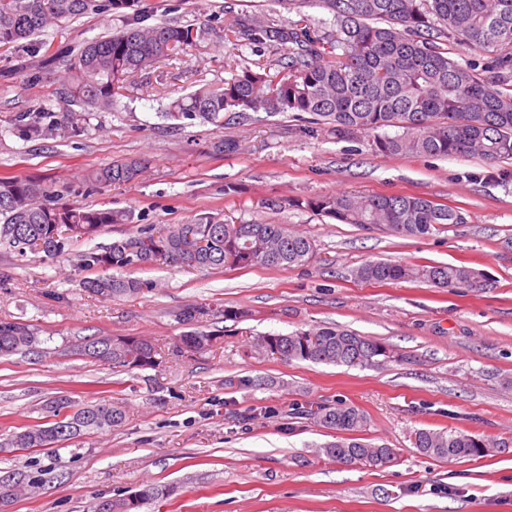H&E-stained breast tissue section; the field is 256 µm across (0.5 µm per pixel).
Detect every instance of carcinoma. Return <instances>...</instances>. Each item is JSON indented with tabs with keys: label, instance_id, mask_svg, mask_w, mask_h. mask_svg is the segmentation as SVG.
I'll list each match as a JSON object with an SVG mask.
<instances>
[{
	"label": "carcinoma",
	"instance_id": "carcinoma-1",
	"mask_svg": "<svg viewBox=\"0 0 512 512\" xmlns=\"http://www.w3.org/2000/svg\"><path fill=\"white\" fill-rule=\"evenodd\" d=\"M297 21L276 24L246 16L233 30L236 42L254 48L286 46L278 71L245 67L224 84L200 88L171 101L164 117L198 120L224 127L226 120L250 112L307 113L312 123L340 140L364 139L372 151L405 157H477L488 163L512 160V0H277ZM141 0H0V49L31 38L62 20L95 13L105 7L122 12ZM318 7L332 16L334 29H314L303 9ZM198 31L189 26L129 23L121 32L86 43L61 59L67 73L69 105L112 109L129 79L193 45ZM492 55L493 74L462 64L444 48L448 43ZM16 121L39 137L40 122L23 113ZM144 167L137 160H117L88 175L97 185H126L138 180ZM51 192L39 177L0 178V246L19 256L29 251L61 253L68 241L96 236L114 224H131L129 210L86 209L76 204H50ZM298 208L324 214L342 224L370 225L404 237H424L464 215L421 196L399 194H334L298 199ZM312 241L285 224L232 223L201 214L187 224L147 225L106 247L82 252L77 265L90 273L88 291L117 298L143 292L144 283L121 273L145 266L222 269L262 266L287 269L314 255ZM116 270L118 274H106ZM354 275L365 282L419 280L439 288L469 291L485 285L482 272L451 264L407 266L367 261ZM238 321L245 312L192 306L179 321L192 325L203 316ZM214 335L192 332L181 346L198 350ZM39 337L26 323L0 326V357L39 353ZM257 352L285 361H309L373 368L393 358L384 343L347 328L322 326L288 334L260 336ZM67 349L113 367L152 368L157 350L143 336H90ZM48 420L15 432L12 448H50L86 432L120 425L119 403L79 404L58 396L43 408ZM308 419L338 433L321 447L331 461L350 466L383 467L397 459L396 450L363 441L358 433L367 416L354 405L338 402L306 412ZM413 445L422 455L458 460L482 458L509 449L504 442L451 430L417 429ZM165 485H148L112 504L113 512H139L148 500L170 495Z\"/></svg>",
	"mask_w": 512,
	"mask_h": 512
}]
</instances>
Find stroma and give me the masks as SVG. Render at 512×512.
Masks as SVG:
<instances>
[{"instance_id": "1", "label": "stroma", "mask_w": 512, "mask_h": 512, "mask_svg": "<svg viewBox=\"0 0 512 512\" xmlns=\"http://www.w3.org/2000/svg\"><path fill=\"white\" fill-rule=\"evenodd\" d=\"M289 14L276 0H147L145 25L202 29L168 65L138 75L108 111L86 108L85 131L68 136L66 74L45 55L122 30L127 17L87 14L0 50V177L38 175L58 203L129 209L89 240L54 257L0 247V322L29 324L44 355L0 357V442L42 423L43 405L65 395L118 401L123 424L53 448L0 452V471L22 469L36 487L7 512H86L89 502L122 499L147 485L168 497L140 512H512V452L477 459L427 457L413 446L421 428L461 430L512 445V161L403 157L360 141L312 132L292 114L259 111L216 128L173 126L162 117L174 97L220 85L243 67L276 64L281 47L232 45L237 16ZM41 115L44 134L28 138L15 123ZM239 143L231 154L209 144ZM124 158L144 161L138 183L88 189L87 173ZM236 192L225 195V185ZM351 193L426 196L460 211L465 223L432 235L401 237L341 224L296 208V199ZM209 213L236 222L285 224L310 238L315 256L288 270L176 266L133 270L141 294L109 299L84 290L79 253L107 246L148 224H181ZM451 264L485 273L488 285L461 294L428 282H362L368 260ZM189 306L239 309L241 322L200 319L211 347L176 352ZM336 324L393 348L378 368L286 362L259 354L257 337ZM142 336L159 351L151 369L127 370L76 354L68 340ZM362 409L366 441L395 448L390 466H343L322 453L336 436L305 418L315 403Z\"/></svg>"}]
</instances>
